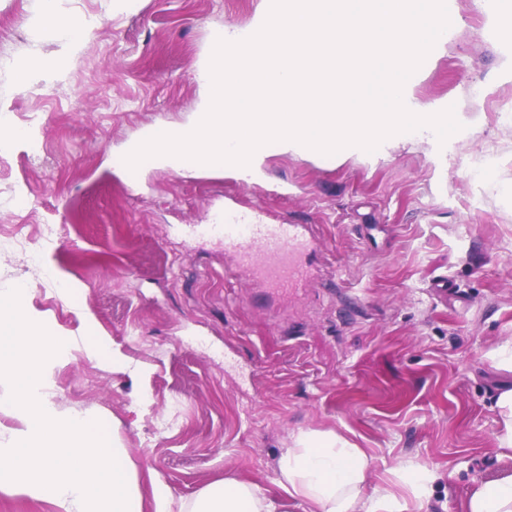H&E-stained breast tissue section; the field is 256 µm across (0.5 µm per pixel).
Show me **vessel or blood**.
<instances>
[{
    "label": "vessel or blood",
    "instance_id": "b4317fda",
    "mask_svg": "<svg viewBox=\"0 0 512 512\" xmlns=\"http://www.w3.org/2000/svg\"><path fill=\"white\" fill-rule=\"evenodd\" d=\"M213 236L234 257L237 272L266 291L284 295L310 281L306 257L318 246L309 224H270L258 213L226 206L223 219L198 229Z\"/></svg>",
    "mask_w": 512,
    "mask_h": 512
}]
</instances>
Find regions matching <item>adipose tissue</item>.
<instances>
[{
  "mask_svg": "<svg viewBox=\"0 0 512 512\" xmlns=\"http://www.w3.org/2000/svg\"><path fill=\"white\" fill-rule=\"evenodd\" d=\"M41 28L57 33L70 54H77L93 21L64 22L45 5ZM373 460L365 449L337 434L299 436L285 449L281 471L288 494L305 504L306 512H409V505L430 496L436 473L421 463L406 467L402 478L408 497L369 487ZM190 512H274V504L257 487L227 479L214 483ZM463 512H512V475L477 486Z\"/></svg>",
  "mask_w": 512,
  "mask_h": 512,
  "instance_id": "1",
  "label": "adipose tissue"
}]
</instances>
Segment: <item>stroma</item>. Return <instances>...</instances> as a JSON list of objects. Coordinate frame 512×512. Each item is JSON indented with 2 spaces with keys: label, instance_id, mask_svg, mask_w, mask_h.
Returning <instances> with one entry per match:
<instances>
[{
  "label": "stroma",
  "instance_id": "stroma-1",
  "mask_svg": "<svg viewBox=\"0 0 512 512\" xmlns=\"http://www.w3.org/2000/svg\"><path fill=\"white\" fill-rule=\"evenodd\" d=\"M264 4L56 0L62 18L94 22L69 58L38 24L42 0H0V107L26 134L0 160V289L26 284L24 310L71 339L48 391L61 413L106 422L141 494L155 471L184 508L233 478L276 512H303L280 486L282 453L334 433L372 457L370 486L421 462L441 479L418 512H461L474 487L512 473L494 406L512 373L488 357L512 340V20L491 39L483 0H455L457 26L415 87L464 118L446 149L413 137L341 158L274 144L248 180L128 172L146 129L194 120L214 33ZM61 56L58 79L13 74ZM485 167L491 179L476 180ZM230 200L316 225V278L284 297L233 273L194 232ZM442 276L462 301L433 295ZM94 336L121 367L88 356Z\"/></svg>",
  "mask_w": 512,
  "mask_h": 512
}]
</instances>
